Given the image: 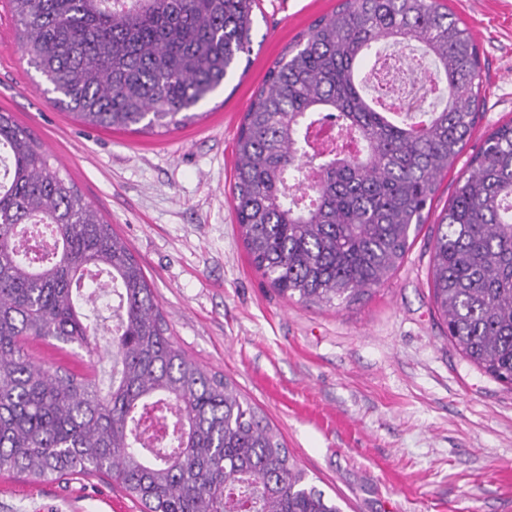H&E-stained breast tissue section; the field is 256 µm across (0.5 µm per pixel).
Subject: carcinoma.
Here are the masks:
<instances>
[{
    "label": "carcinoma",
    "instance_id": "carcinoma-1",
    "mask_svg": "<svg viewBox=\"0 0 512 512\" xmlns=\"http://www.w3.org/2000/svg\"><path fill=\"white\" fill-rule=\"evenodd\" d=\"M15 45L82 123L154 135L187 126L252 43L259 0H7ZM416 43L442 108L422 120L368 93L375 44ZM483 93L468 27L439 0H340L266 72L244 113L232 187L251 266L279 293L345 305L382 286L472 137ZM12 113L0 110V475L80 474L143 512H341L222 375L167 336L125 241ZM448 339L512 384V121L456 180L433 237ZM118 297L103 390L27 349L91 352L87 276Z\"/></svg>",
    "mask_w": 512,
    "mask_h": 512
}]
</instances>
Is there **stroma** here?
<instances>
[{"label":"stroma","mask_w":512,"mask_h":512,"mask_svg":"<svg viewBox=\"0 0 512 512\" xmlns=\"http://www.w3.org/2000/svg\"><path fill=\"white\" fill-rule=\"evenodd\" d=\"M479 48L476 130L403 261L348 306L280 295L249 263L233 210L234 141L276 59L338 0H261L249 63H238L195 122L156 135L86 125L57 107L14 45L0 0V109L56 158L140 263L173 342L226 376L281 433L342 512H512V385L467 362L432 301L435 226L486 133L512 119V0H445ZM38 363L111 364L36 340ZM0 512H141L119 486L66 475L0 477Z\"/></svg>","instance_id":"stroma-1"}]
</instances>
